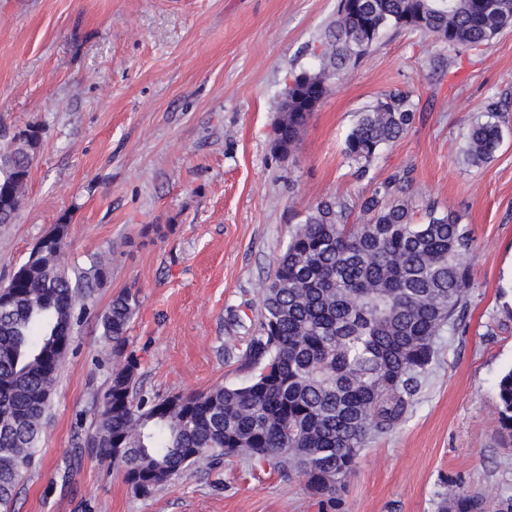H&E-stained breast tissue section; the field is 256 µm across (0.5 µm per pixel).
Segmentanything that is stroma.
Segmentation results:
<instances>
[{"mask_svg": "<svg viewBox=\"0 0 512 512\" xmlns=\"http://www.w3.org/2000/svg\"><path fill=\"white\" fill-rule=\"evenodd\" d=\"M338 0H0V145L40 141L13 223L0 224V286L50 228L60 264L102 255L106 283L74 327L47 424L10 512H439L452 491L512 496V446L496 382L512 367V29L486 51L388 31L314 113L295 152L273 155L275 101ZM410 94L412 127L367 177L344 155L359 112ZM497 101L503 142L463 163L468 125ZM407 176L415 214L452 212L472 237L467 307L444 331L406 420L375 437L323 507L303 479L231 459L142 496L88 444L118 362L102 337L114 295L138 299L126 350L142 394L248 381L224 345L257 325L266 279L306 207L361 202Z\"/></svg>", "mask_w": 512, "mask_h": 512, "instance_id": "1", "label": "stroma"}]
</instances>
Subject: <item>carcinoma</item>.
Returning <instances> with one entry per match:
<instances>
[{
	"label": "carcinoma",
	"instance_id": "carcinoma-1",
	"mask_svg": "<svg viewBox=\"0 0 512 512\" xmlns=\"http://www.w3.org/2000/svg\"><path fill=\"white\" fill-rule=\"evenodd\" d=\"M512 28V0H339L336 18L312 49L315 65L280 97L273 136L293 151L330 87L355 69L387 29L419 31L448 48L481 49ZM498 104L465 132L471 164L493 157L503 133ZM416 105L390 94L358 114L344 140L360 174L380 149L411 128ZM38 132L0 148V224L11 223L26 193ZM286 151V152H288ZM281 152V155H286ZM393 179L360 207L330 198L305 209L272 275L257 289L260 319L241 360L254 370L240 386L139 400V362L125 354L136 313L129 291L102 314L103 336L123 360L95 414L89 444L126 483L148 495L190 467L226 458L288 466L314 496L334 501L371 436L397 428L413 405L442 328L455 327L471 280L464 257L472 239L451 213L430 205L422 221ZM69 224L0 289V507L8 510L29 469L71 345L76 313L90 288L104 283L102 257L74 279L61 269ZM499 423L512 439V367L496 384ZM125 448L115 460V448ZM512 512V498L489 503L466 490L444 498L440 512Z\"/></svg>",
	"mask_w": 512,
	"mask_h": 512
}]
</instances>
